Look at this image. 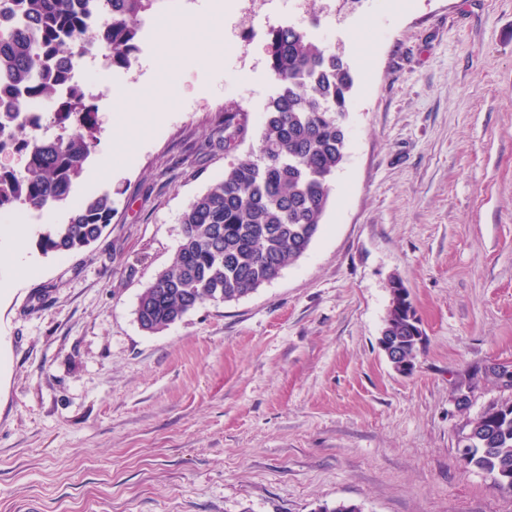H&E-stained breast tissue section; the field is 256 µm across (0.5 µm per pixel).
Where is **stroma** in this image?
<instances>
[{"label": "stroma", "mask_w": 512, "mask_h": 512, "mask_svg": "<svg viewBox=\"0 0 512 512\" xmlns=\"http://www.w3.org/2000/svg\"><path fill=\"white\" fill-rule=\"evenodd\" d=\"M223 2L158 0L130 69L77 76L140 96L39 218L111 192L99 240L28 242L18 288L0 265V512H512L458 452L501 394L472 367L512 364V0H310L305 30L355 78L319 233L272 282L150 333L139 294L188 203L253 158L276 91L267 30ZM228 106L247 122L229 143ZM395 279L427 336L408 376L378 344Z\"/></svg>", "instance_id": "1"}]
</instances>
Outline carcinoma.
Wrapping results in <instances>:
<instances>
[{
  "label": "carcinoma",
  "mask_w": 512,
  "mask_h": 512,
  "mask_svg": "<svg viewBox=\"0 0 512 512\" xmlns=\"http://www.w3.org/2000/svg\"><path fill=\"white\" fill-rule=\"evenodd\" d=\"M23 24L0 29V104L18 119L31 100L56 103L58 84L69 99L54 123L77 128L58 137L34 135L0 143L25 158L21 171L0 166V209L41 212L69 200L94 154L101 130L99 108L88 104L70 65L100 48L114 68H128L138 51L143 18L159 0H104L100 24L88 22L90 0H19ZM267 63L278 82L265 112L256 158L224 170V178L193 198L182 212L175 256L138 297L141 327L159 332L206 302H232L280 276L309 248L322 224L331 183L345 156L350 66L293 25L270 29ZM242 113L224 108L219 125L230 137L245 133ZM112 194H91L70 209L64 224H47L36 245L44 254H75L97 241L112 221ZM406 288L394 289L381 337L415 364L424 331ZM494 379L509 390L498 412L466 424L478 444L466 468L512 478V378Z\"/></svg>",
  "instance_id": "1"
}]
</instances>
